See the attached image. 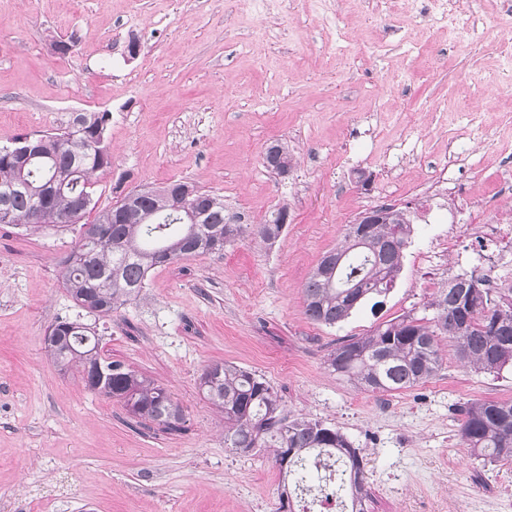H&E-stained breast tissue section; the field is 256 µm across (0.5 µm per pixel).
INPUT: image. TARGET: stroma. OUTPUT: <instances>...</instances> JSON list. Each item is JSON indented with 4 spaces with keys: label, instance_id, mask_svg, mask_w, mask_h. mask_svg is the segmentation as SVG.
Returning <instances> with one entry per match:
<instances>
[{
    "label": "stroma",
    "instance_id": "1",
    "mask_svg": "<svg viewBox=\"0 0 512 512\" xmlns=\"http://www.w3.org/2000/svg\"><path fill=\"white\" fill-rule=\"evenodd\" d=\"M434 14L435 0H0V145L107 111L100 207L117 189L174 181L223 196L227 214L252 224L289 207L276 242L156 268L109 316L77 306L59 278L78 228L0 224V512H276L278 467L225 448L201 394L215 362L263 377L288 415L340 428L368 461L365 512H512V462L471 457L458 411L512 400L511 367L475 372L445 341L438 375L398 393L327 368L345 340L427 316L449 276L484 267L465 227L496 214L512 169V57L499 51L512 14L501 0H462L442 28ZM71 35L74 52L54 56L52 39ZM441 49L443 70L430 65ZM276 141L294 156L285 179L263 164ZM443 167L448 184L425 192ZM383 202L413 218L394 289L378 312L313 323L307 279ZM65 319L168 388L184 410L178 428L61 371L45 336Z\"/></svg>",
    "mask_w": 512,
    "mask_h": 512
}]
</instances>
